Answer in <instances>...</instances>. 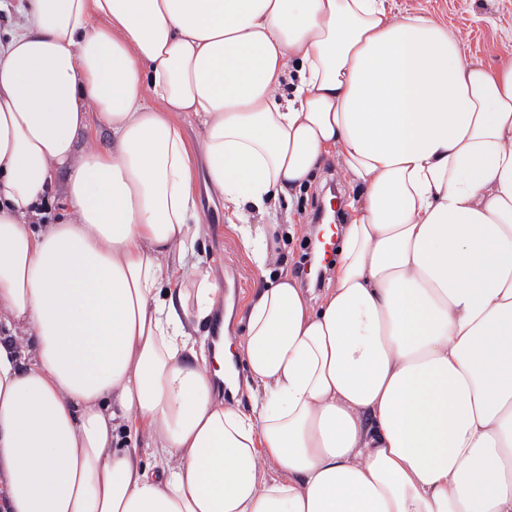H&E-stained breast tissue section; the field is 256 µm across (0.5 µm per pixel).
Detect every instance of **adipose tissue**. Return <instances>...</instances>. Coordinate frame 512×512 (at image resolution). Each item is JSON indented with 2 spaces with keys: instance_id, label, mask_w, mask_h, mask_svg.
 <instances>
[{
  "instance_id": "obj_1",
  "label": "adipose tissue",
  "mask_w": 512,
  "mask_h": 512,
  "mask_svg": "<svg viewBox=\"0 0 512 512\" xmlns=\"http://www.w3.org/2000/svg\"><path fill=\"white\" fill-rule=\"evenodd\" d=\"M23 12L0 45V312L30 346L0 342L6 512H512V59L387 0ZM176 112L256 273L212 351L224 291L177 276L205 226ZM330 157L360 193L312 298L245 215ZM175 119L185 130L187 144L193 153H200L203 148L202 131L196 120H191L182 112L174 113Z\"/></svg>"
}]
</instances>
